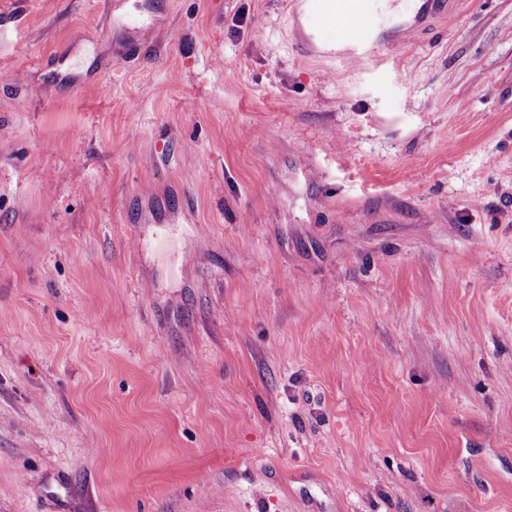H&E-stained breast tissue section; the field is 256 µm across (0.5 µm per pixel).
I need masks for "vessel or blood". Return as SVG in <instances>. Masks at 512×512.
<instances>
[{
  "label": "vessel or blood",
  "mask_w": 512,
  "mask_h": 512,
  "mask_svg": "<svg viewBox=\"0 0 512 512\" xmlns=\"http://www.w3.org/2000/svg\"><path fill=\"white\" fill-rule=\"evenodd\" d=\"M301 9L295 10V29H302L304 19L310 16L335 15L353 39L340 51L339 56L349 63L364 61L374 46L390 42H405L421 35L429 23L453 25L456 13L453 0H412L411 7L399 12L398 24L391 28L378 24L379 11L397 10L400 0H302Z\"/></svg>",
  "instance_id": "1"
}]
</instances>
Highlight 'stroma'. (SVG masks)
Instances as JSON below:
<instances>
[{
	"label": "stroma",
	"mask_w": 512,
	"mask_h": 512,
	"mask_svg": "<svg viewBox=\"0 0 512 512\" xmlns=\"http://www.w3.org/2000/svg\"><path fill=\"white\" fill-rule=\"evenodd\" d=\"M292 8L0 0V512H512V0ZM304 10L296 9L293 14L294 27L303 34V20L309 16L324 17L335 14L345 29L352 32L354 40L346 47L331 55L342 58L348 63L362 62L370 55L376 45L390 42L404 43L421 35L430 22L450 27L456 21V12L452 8L457 0H412V6L405 12L397 7L401 0H301ZM381 3L383 8L374 10L373 5ZM383 12L400 13V21L392 28L377 23L376 17Z\"/></svg>",
	"instance_id": "stroma-1"
}]
</instances>
